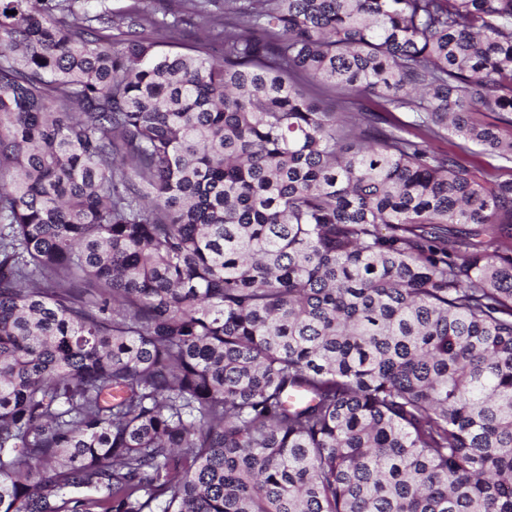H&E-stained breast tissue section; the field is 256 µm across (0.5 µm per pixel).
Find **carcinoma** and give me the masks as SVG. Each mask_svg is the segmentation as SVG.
<instances>
[{
	"mask_svg": "<svg viewBox=\"0 0 512 512\" xmlns=\"http://www.w3.org/2000/svg\"><path fill=\"white\" fill-rule=\"evenodd\" d=\"M473 112L512 0H0V512H512V180L427 143L511 161ZM306 95L316 99L318 105L328 112H339L342 115H352L361 111L362 107L373 105L363 97L327 92L315 86L304 85ZM458 140L448 138L431 141V147L438 152L456 153L461 161L470 167L481 180L499 179L508 180L512 178V162L501 159H493L484 154L480 147L470 145V150L463 154L456 147Z\"/></svg>",
	"mask_w": 512,
	"mask_h": 512,
	"instance_id": "obj_1",
	"label": "carcinoma"
}]
</instances>
